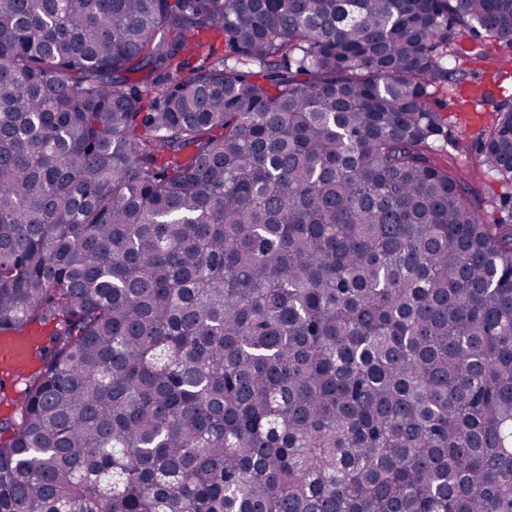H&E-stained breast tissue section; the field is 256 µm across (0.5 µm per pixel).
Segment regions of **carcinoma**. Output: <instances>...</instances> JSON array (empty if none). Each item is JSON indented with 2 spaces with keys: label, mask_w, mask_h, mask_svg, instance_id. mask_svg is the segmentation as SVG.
Segmentation results:
<instances>
[{
  "label": "carcinoma",
  "mask_w": 512,
  "mask_h": 512,
  "mask_svg": "<svg viewBox=\"0 0 512 512\" xmlns=\"http://www.w3.org/2000/svg\"><path fill=\"white\" fill-rule=\"evenodd\" d=\"M512 0H0V512H512V225L430 88ZM205 55L198 66L193 54ZM474 143L512 185V105ZM512 75V70H509ZM506 80L501 86L508 91L497 92L477 102L475 108L483 116V122L476 127H468L462 117L465 112L463 106L459 105L458 91L444 87L436 90L431 103L433 107L443 113L447 122L448 142L438 149L435 154L436 160L442 165L461 175L469 184L471 189V201L473 206L483 216L487 224H497V220L504 213L497 209V197L503 191L501 183L489 176L484 167L481 166L479 154L468 138L474 132L484 127L491 120V114L502 100L508 99L512 94V78ZM56 329V321L46 319L19 332L0 334V421L17 414L19 399L23 397L27 384L41 364L40 353L51 346V338ZM8 336H28L24 363L14 364L11 358H1V345L9 340Z\"/></svg>",
  "instance_id": "1"
}]
</instances>
